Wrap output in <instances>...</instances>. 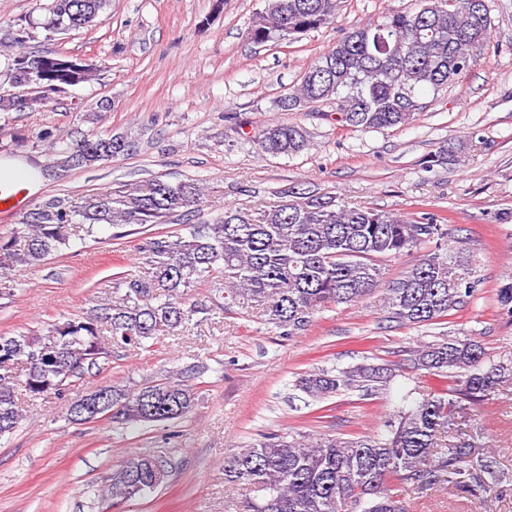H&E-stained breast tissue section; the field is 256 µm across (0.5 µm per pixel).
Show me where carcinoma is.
<instances>
[{"mask_svg": "<svg viewBox=\"0 0 512 512\" xmlns=\"http://www.w3.org/2000/svg\"><path fill=\"white\" fill-rule=\"evenodd\" d=\"M112 0H53L49 15L30 21L51 36L80 14L94 22ZM339 0H264L248 29L262 46L303 35L336 21ZM490 18L481 0H418L417 7L389 13L377 23H358L280 96L282 112L336 101L340 119L363 129L406 125L417 109L401 104L400 92L452 84L484 54ZM55 51H19L8 72L26 71L46 85H61L66 73ZM271 156L296 155L307 146L304 128L273 122L255 136ZM136 149L119 133L78 136L51 149L53 166L68 170L74 154L89 168ZM279 204L253 215L226 207L212 224H186L185 231L150 236L139 247L142 276L118 277L112 297L88 312L61 318L32 336L0 334V439L26 421L24 404L47 396L63 400L72 383L98 366L110 349L147 348L186 327L200 313L256 318L282 336H298L317 312L381 292L389 319L427 326L465 307L478 281L453 283L452 266L467 262L466 242L446 247V218H419L371 207H347L336 197L304 189L281 191ZM202 203L200 186L160 177L123 184L78 200L53 196L0 235V270L34 266L69 246L96 224H168ZM418 253L397 277L384 261ZM210 287L185 300L188 292ZM497 307L512 317V273L496 291ZM410 362L431 380L424 393L404 397L383 423L380 436L269 432L224 458V483L249 498L242 512H414L416 503L390 493L409 487L418 498L451 489L480 497L497 482L495 457L466 438L462 419L512 380V367L486 365L476 337L436 336L420 342ZM394 378L387 364L319 368L297 381L313 401L349 391L373 396ZM83 398L115 411L122 425L176 422L196 404L192 386L173 375L136 389L97 387ZM168 476L158 455H135L112 469V498L139 500Z\"/></svg>", "mask_w": 512, "mask_h": 512, "instance_id": "cac0c4a2", "label": "carcinoma"}]
</instances>
